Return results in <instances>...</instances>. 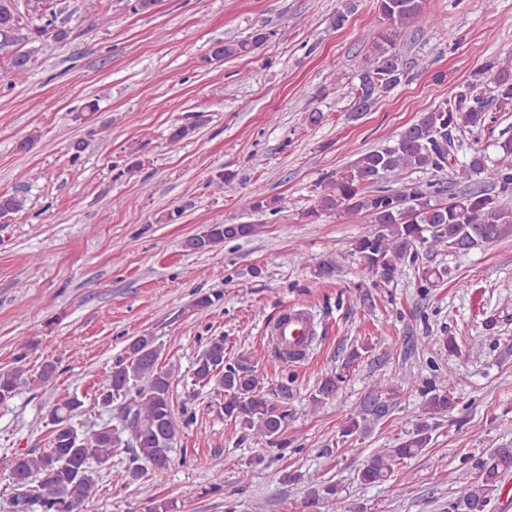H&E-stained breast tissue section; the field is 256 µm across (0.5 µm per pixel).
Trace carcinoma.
I'll use <instances>...</instances> for the list:
<instances>
[{
  "label": "carcinoma",
  "instance_id": "cac0c4a2",
  "mask_svg": "<svg viewBox=\"0 0 512 512\" xmlns=\"http://www.w3.org/2000/svg\"><path fill=\"white\" fill-rule=\"evenodd\" d=\"M17 0H0V43L30 45L15 50L9 58L16 74L28 71L36 52L48 41L67 40L65 29L55 25L57 0H24L26 10L35 15L36 23L22 24ZM383 27L372 37V55L363 59L354 87L355 112L371 109L375 100L392 92L408 78L406 63L397 50V39L404 28L423 15L422 0H376ZM355 10L353 0H340L330 18L334 29L344 26ZM27 35L20 36V30ZM271 32L258 29L247 40L219 42L212 50L217 59L238 58L253 54ZM512 112V60L486 62L475 79L461 85L448 100L425 113L407 127L392 143L362 153L344 170L321 177L313 189L309 216L320 214L365 215L377 228L356 244L368 271L376 282L389 285L403 268L413 266L425 253L467 255L488 244L512 238V208L504 200L512 197V135L500 136L496 142L498 157L472 148L463 152L455 132L467 128L482 129L492 121L491 111ZM203 122L198 115L189 124L173 129L170 139L179 142L191 135ZM411 171L430 172L437 180L419 183L402 190L399 184ZM453 172L467 183L455 191L439 180ZM25 198L17 194L0 195V217L22 211ZM253 207L280 212L287 208L284 196L256 194ZM253 224H213L189 239L187 247L206 252L226 240L251 236ZM160 349L151 336H139L128 346L127 357L117 362L99 383V395L121 401V421L117 430L110 425L86 429L77 418L85 414V401L78 395L63 397L51 407L55 427L49 434V448L37 455L14 457L11 470L17 491L18 512L36 506L40 512H80L97 494L93 465L112 460L113 449L122 446L120 432L132 430L135 445L126 471L131 481L150 474L160 479L172 463L171 451L177 442L179 424L170 397L171 372L159 363ZM23 368L0 370V403L17 394ZM194 383L215 382L224 391V416L240 428L269 443L288 446L281 438L288 423V384L280 381L264 385L256 374L250 357L229 359L224 352V337L213 338L196 363ZM342 381L339 374L326 375L311 404L316 407L333 396ZM410 388L422 398L425 411L442 414L456 404L454 385L408 379ZM393 391L376 383L359 408L345 420L341 437H363L392 410ZM431 427L425 421L415 423L413 436L397 448L372 455L360 472L365 485L389 480L399 460L422 453L431 440ZM512 470V448H495L474 480L461 487L448 502V512H471L486 506L502 475ZM340 489L328 483L312 489L307 507L320 512L329 507L342 508Z\"/></svg>",
  "mask_w": 512,
  "mask_h": 512
}]
</instances>
